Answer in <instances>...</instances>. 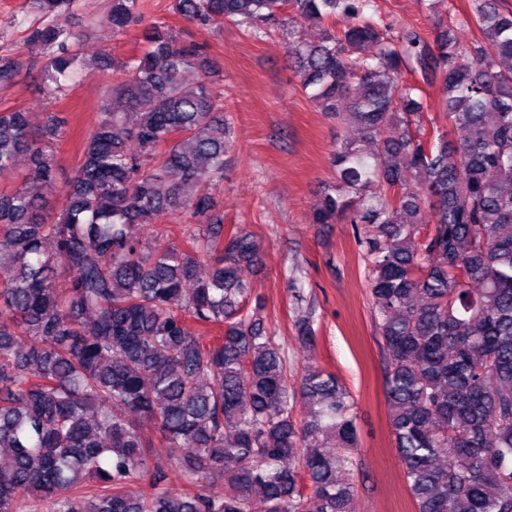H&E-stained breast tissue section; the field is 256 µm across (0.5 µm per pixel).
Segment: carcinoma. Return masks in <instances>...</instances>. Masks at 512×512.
Returning <instances> with one entry per match:
<instances>
[{
  "label": "carcinoma",
  "mask_w": 512,
  "mask_h": 512,
  "mask_svg": "<svg viewBox=\"0 0 512 512\" xmlns=\"http://www.w3.org/2000/svg\"><path fill=\"white\" fill-rule=\"evenodd\" d=\"M469 2L457 24L474 21L481 37L445 26L431 43L380 24L375 0L172 4L201 26L279 33L302 91L371 144L333 154L315 223L369 225L390 426L416 512H512V11ZM35 4L52 23L28 41L57 96L76 62L65 25L75 0ZM338 15L339 30L328 25ZM311 19L323 24L316 43L300 35ZM142 22L140 0H110L101 18L115 33ZM143 39L52 215L64 121L38 132L23 110H0V174L16 181L0 189V512L29 499L30 512H353L337 474L356 464L354 401L320 368L291 383L241 277L259 243L244 230L224 238V216L193 192L224 178L219 74L205 45L162 22ZM20 68L1 58L0 86ZM407 73L439 88L455 146L425 129ZM21 153L33 186L16 176ZM166 211L192 223L155 252L145 233L170 234L156 223ZM294 300L310 340L312 310ZM189 320L223 334L206 343ZM160 448L183 460L188 486L218 473L221 491L169 492ZM87 477L97 488H83Z\"/></svg>",
  "instance_id": "cac0c4a2"
}]
</instances>
